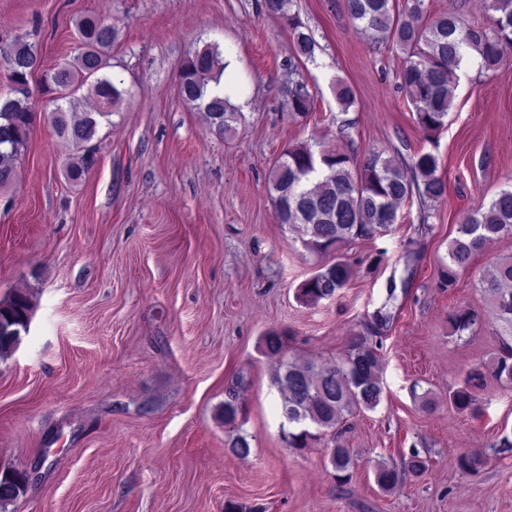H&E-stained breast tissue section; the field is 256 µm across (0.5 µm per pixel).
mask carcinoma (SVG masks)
Listing matches in <instances>:
<instances>
[{
  "label": "carcinoma",
  "mask_w": 512,
  "mask_h": 512,
  "mask_svg": "<svg viewBox=\"0 0 512 512\" xmlns=\"http://www.w3.org/2000/svg\"><path fill=\"white\" fill-rule=\"evenodd\" d=\"M268 13L276 16L292 36V61L288 72L297 71L294 60L311 59L316 43L304 32L305 25L293 11V0H264ZM495 12L489 27L466 26L456 13L434 19L427 16L425 0H345L353 23L375 44H395L407 55L408 65L401 72V84L415 108L417 121L426 133H437L448 118L458 85V72L476 54L480 68L497 69L512 53V0H487ZM81 51L73 63L61 66L45 78V87L55 104L50 112L54 133L65 139L77 154L69 177L78 180L97 163L96 148L90 145L99 119H109L127 91L104 74L110 67L109 53L115 41L114 26L95 17L76 23ZM39 63L35 44L22 37L0 39V64L12 83L9 101L0 100V186L12 182L24 154L28 136L36 120L30 85ZM227 64L218 47L207 45L190 55L177 76L181 101L206 113L210 133L222 137L238 121L237 107L227 97L205 100L207 87L219 84ZM96 97L93 112L72 120L63 104H72L84 86ZM283 107L291 118H305L314 98L303 80H288L282 90ZM349 123L338 126V135L350 141V151L314 149L309 144L288 146L272 167L268 192L275 204L278 223L296 229L303 246L315 253L330 255L322 266L297 289L306 303L329 300L346 288L355 270L340 250L360 238L384 236L397 223L400 206L418 197L421 203L438 202L447 194V183L438 174L435 155L423 153L406 161L383 157L375 149L359 150L351 141ZM512 235V185L501 189L488 205L480 206L455 225V236L448 247V261L442 264L439 287H456L457 275L466 269L485 244ZM488 296L496 330L497 350L490 362L477 363L467 371L463 384L450 392L449 400L461 411H476L477 392L487 377L512 382V259L496 263L482 281ZM32 304L19 293L0 303V355L13 350L20 332L27 330ZM449 323L455 332L472 329L477 314L469 309L452 313ZM267 355L278 359L272 382L280 388L282 416L288 419L283 442L290 448H307L323 442L336 479L350 478L353 456L340 444L337 433L354 411L374 410L381 403L383 357L381 345L373 336L351 338L345 356L324 364L284 359L286 333L273 329L263 337ZM226 448L240 457L250 454L246 436L231 433ZM488 461L481 449L461 455V470L477 474ZM28 477L20 472L0 474V505L11 502L25 491ZM377 482L390 489L399 482L396 469L383 465Z\"/></svg>",
  "instance_id": "carcinoma-1"
}]
</instances>
